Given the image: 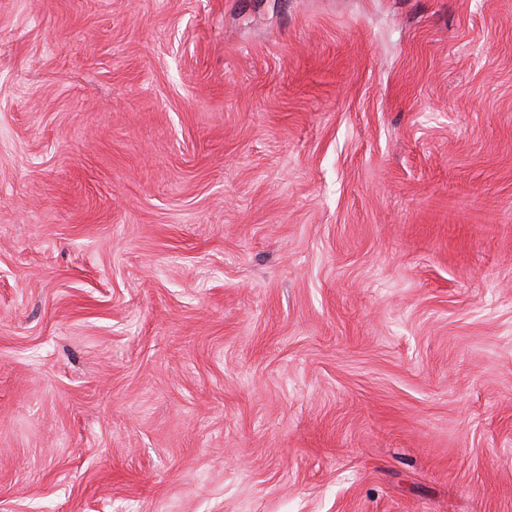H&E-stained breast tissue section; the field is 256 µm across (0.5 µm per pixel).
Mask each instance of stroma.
<instances>
[{
	"instance_id": "35a3bbf8",
	"label": "stroma",
	"mask_w": 512,
	"mask_h": 512,
	"mask_svg": "<svg viewBox=\"0 0 512 512\" xmlns=\"http://www.w3.org/2000/svg\"><path fill=\"white\" fill-rule=\"evenodd\" d=\"M0 512H512V0H0Z\"/></svg>"
}]
</instances>
